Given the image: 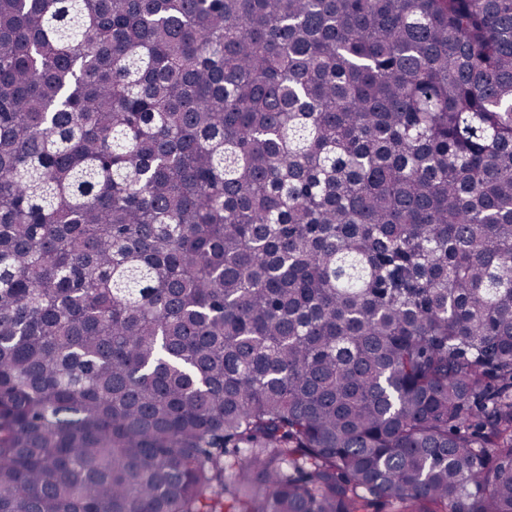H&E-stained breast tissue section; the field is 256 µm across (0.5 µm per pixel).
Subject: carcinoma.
I'll return each instance as SVG.
<instances>
[{"label":"carcinoma","instance_id":"1","mask_svg":"<svg viewBox=\"0 0 512 512\" xmlns=\"http://www.w3.org/2000/svg\"><path fill=\"white\" fill-rule=\"evenodd\" d=\"M512 512V0H0V512Z\"/></svg>","mask_w":512,"mask_h":512}]
</instances>
